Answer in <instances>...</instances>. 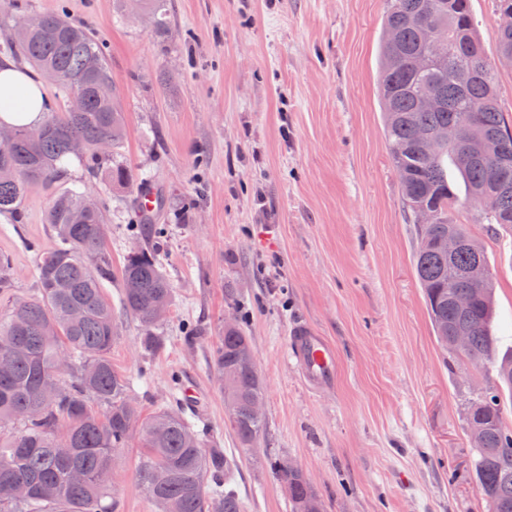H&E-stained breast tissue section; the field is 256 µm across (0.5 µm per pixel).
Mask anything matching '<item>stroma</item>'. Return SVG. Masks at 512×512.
<instances>
[{"label":"stroma","mask_w":512,"mask_h":512,"mask_svg":"<svg viewBox=\"0 0 512 512\" xmlns=\"http://www.w3.org/2000/svg\"><path fill=\"white\" fill-rule=\"evenodd\" d=\"M512 117V67L499 63L494 0H471ZM386 0H169L165 29L134 0H9L15 16L60 12L106 48L126 133L112 156L70 160L31 186L18 221L0 216L10 261L0 304L38 292L36 261L54 232L55 195L75 189L107 214L110 274L119 305L125 255L150 244L174 288L155 354L119 314L113 367L137 378L143 414L175 405L193 386L199 417L237 464L246 512H291L269 456L301 469L324 512H489L472 473V401L495 385L491 364L441 347L414 272V218L385 139L377 94ZM132 180L112 183L110 160ZM163 186L144 237L136 183ZM476 209L461 222L481 239L496 282L492 331L512 349V233L487 235ZM243 319L264 384L266 429L242 447L224 423L211 357L224 320ZM309 322L333 341L335 387L316 393L285 357L287 336ZM204 335L187 343L184 330ZM132 431L112 465V512H156L136 478Z\"/></svg>","instance_id":"35a3bbf8"}]
</instances>
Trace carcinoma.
Wrapping results in <instances>:
<instances>
[{
  "label": "carcinoma",
  "mask_w": 512,
  "mask_h": 512,
  "mask_svg": "<svg viewBox=\"0 0 512 512\" xmlns=\"http://www.w3.org/2000/svg\"><path fill=\"white\" fill-rule=\"evenodd\" d=\"M156 25L167 24L168 0H141ZM433 31L447 35L439 60L419 67L429 52ZM8 50L71 93L84 91L80 112H50L37 128L19 127V140L0 145V216L16 219L32 184L53 181L72 156L71 141L87 144L90 156L100 145L112 148L125 135L124 113L115 97L96 87L112 81L104 47L85 29L60 13L30 19L16 28ZM379 87L385 134L402 195L413 216L427 211L433 222L417 229L414 268L433 331L442 346L449 334L465 328L471 336L465 357L493 364L498 386L472 404L470 425L479 428L473 474L481 497L495 512H512V431L504 425L502 388L512 393V353L498 355L490 331L494 319L493 280L467 310L454 296L467 284L476 264L490 268L485 246L457 220L459 207L453 167L469 202L493 192L500 200L493 213L478 211L477 223L491 231H512V122L500 103L496 73L476 31L470 0H387L381 46ZM426 97L430 107L421 105ZM450 126L460 129L455 143L437 142L431 151L420 143L425 134ZM82 194L60 192L47 220L56 244L39 253L38 294L21 309L8 304L0 313V360L10 370L0 374V512H111L112 453L125 447L139 423L143 453L138 482L158 512H211L220 501L223 512H244L234 486V468L224 449L211 440L207 427L185 411L158 410L142 415L127 399L130 379L112 367L110 352L118 335L112 304L101 280L110 273L104 253L106 215L102 209L77 216ZM461 241L457 252L444 255L435 246L441 236ZM99 257L92 269L84 257ZM120 306L139 324L141 347L152 352L162 338L154 329L166 316L156 307L161 296L173 297V286L154 247L144 245L125 258ZM82 310L75 321L72 311ZM212 364L221 377L224 402L234 406L226 422L239 442L249 446L264 432L265 422L251 415L264 399L251 337L243 322L224 327ZM71 370L61 381L60 371ZM100 405L95 411L92 403ZM266 466L288 480L292 512H323V502L296 467L268 457Z\"/></svg>",
  "instance_id": "obj_1"
}]
</instances>
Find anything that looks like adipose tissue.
I'll list each match as a JSON object with an SVG mask.
<instances>
[{"mask_svg":"<svg viewBox=\"0 0 512 512\" xmlns=\"http://www.w3.org/2000/svg\"><path fill=\"white\" fill-rule=\"evenodd\" d=\"M46 103L43 83L32 70L0 61V126H38Z\"/></svg>","mask_w":512,"mask_h":512,"instance_id":"obj_1","label":"adipose tissue"}]
</instances>
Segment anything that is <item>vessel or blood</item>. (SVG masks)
<instances>
[{
  "instance_id": "b4317fda",
  "label": "vessel or blood",
  "mask_w": 512,
  "mask_h": 512,
  "mask_svg": "<svg viewBox=\"0 0 512 512\" xmlns=\"http://www.w3.org/2000/svg\"><path fill=\"white\" fill-rule=\"evenodd\" d=\"M286 357L295 363L307 388L326 390L334 385L338 372L336 347L310 325L299 324L291 329Z\"/></svg>"
}]
</instances>
